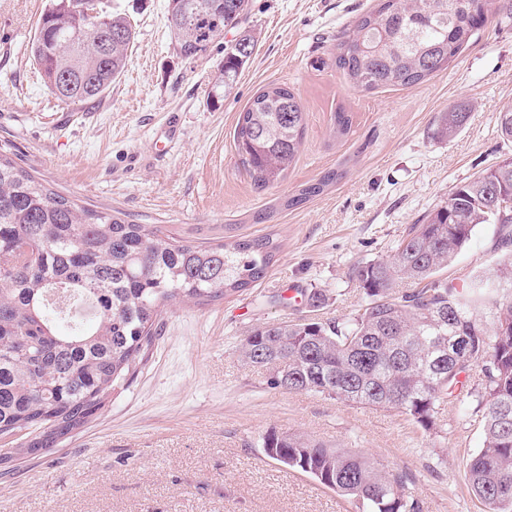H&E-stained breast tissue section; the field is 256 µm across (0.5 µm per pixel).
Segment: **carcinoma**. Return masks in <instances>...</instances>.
<instances>
[{
    "label": "carcinoma",
    "mask_w": 512,
    "mask_h": 512,
    "mask_svg": "<svg viewBox=\"0 0 512 512\" xmlns=\"http://www.w3.org/2000/svg\"><path fill=\"white\" fill-rule=\"evenodd\" d=\"M84 0H49L31 55L49 91L66 103L94 100L123 73L135 39L130 20L99 0L100 42L78 34ZM249 0H168L171 42L186 57L206 54L247 16ZM490 0H378L336 43L334 62L352 85L413 86L448 66L485 24ZM248 35L224 48L213 88L236 83L252 56ZM466 112H445L438 133L456 134ZM306 112L287 86L271 83L240 112L233 142L254 186L266 189L295 162ZM349 133L352 116L331 115ZM512 141V107L498 116ZM338 179L329 171L282 203L297 208ZM480 224H498L504 256L492 277L463 285L440 278ZM276 245L269 237L232 243L178 240L159 227L78 205L47 187L0 146V436L24 433L35 454L83 426L127 384L157 337L165 306L212 302L263 279ZM365 303L339 323L312 318L258 327L241 341L244 364L269 371L273 389L311 392L362 406L395 408L425 430L458 396L475 364L483 445L466 479L483 512H512V157L455 186L415 224L389 260L354 270ZM92 312L57 332L61 313ZM491 315L487 328L479 315ZM461 338L466 343L450 345ZM267 457L308 474L356 503L359 512H419L400 475L351 451L270 431Z\"/></svg>",
    "instance_id": "1"
}]
</instances>
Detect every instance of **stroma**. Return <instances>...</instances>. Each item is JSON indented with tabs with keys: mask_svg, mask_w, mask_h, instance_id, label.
I'll return each mask as SVG.
<instances>
[{
	"mask_svg": "<svg viewBox=\"0 0 512 512\" xmlns=\"http://www.w3.org/2000/svg\"><path fill=\"white\" fill-rule=\"evenodd\" d=\"M45 3L0 0V144L17 162L78 204L132 224L193 242L270 234L280 249L252 288L165 307L139 372L86 425L40 454L15 441L0 460V512H357L268 458L261 442L272 430L402 474L420 512H482L465 477L483 441L473 397L442 405L426 431L393 408L271 389L268 372L245 365L239 346L268 324L352 317L363 303L355 267L390 258L456 185L512 156L497 127L512 107V11L492 8L447 69L422 83L361 92L334 64L336 38L377 0H250L240 28L196 59L171 44L167 0H111L136 31L125 70L104 96L67 104L30 58ZM243 31L255 51L231 92L214 99L224 47ZM271 83L297 95L307 125L284 180L261 191L233 133ZM339 109L353 115L343 137L331 130ZM460 109L468 119L456 136L437 137L439 114ZM330 170L340 177L322 195L278 209ZM497 238V225H478L444 278L494 274ZM309 288L324 290L328 305L315 311L291 300Z\"/></svg>",
	"mask_w": 512,
	"mask_h": 512,
	"instance_id": "1",
	"label": "stroma"
}]
</instances>
